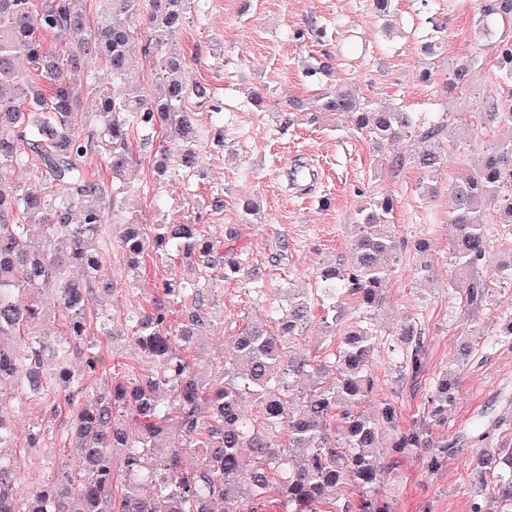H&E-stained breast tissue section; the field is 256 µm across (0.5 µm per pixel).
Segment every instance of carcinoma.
<instances>
[{"label": "carcinoma", "mask_w": 512, "mask_h": 512, "mask_svg": "<svg viewBox=\"0 0 512 512\" xmlns=\"http://www.w3.org/2000/svg\"><path fill=\"white\" fill-rule=\"evenodd\" d=\"M191 2L99 0L100 20L92 25L83 0H0V171L34 174L31 181L0 178V386L18 395L60 386L77 452L74 475L22 491L6 452L13 433L0 398V512H247L272 489L285 512H379L372 492L385 471L376 454L382 433L395 431L397 448L429 447L423 431L399 429L394 404L364 410L379 336L344 316L346 299L365 310L382 302L389 259L400 246L389 196L371 197L360 209L350 262L319 275L321 335L340 337L328 365L293 351L311 324L317 297L292 288L277 330L263 321L249 323L219 362L188 361L184 352L209 325L210 281L242 279L263 288L266 276L232 226L216 239L196 222L147 230L135 217L125 220L119 240L130 275L154 253L191 261L195 277L160 282L152 307L128 318V338L149 360L151 373L102 386L89 382L108 359L102 341H86L84 311L96 296L112 292V282L99 275L98 238L116 195L89 172L87 159L105 154L112 176L126 172L134 160L130 131L136 126L166 133L154 150L165 156L168 144H176L178 169L191 176L203 171L191 104L209 102L211 92L187 79L186 58L170 45L189 23ZM479 11L478 33L488 31L490 18L512 31V0H482ZM140 26L148 37L144 53L156 55L160 70L150 93L132 52ZM494 55L497 78L508 91L489 96L475 119L484 127L512 126L511 36L502 37ZM477 63L473 57L457 66L448 74V88L464 86ZM97 64L110 70L112 87L99 93L95 124L82 132L75 116ZM306 110L313 120L332 116L377 143L417 137L412 162L428 178L448 162L443 124L420 123L401 107L370 108L353 83L314 94ZM491 210L511 233L512 139L470 159L467 173L448 186L454 228L448 265L455 272L448 288L472 315L487 304L492 278L512 279V249L496 259L490 254ZM240 219L261 223L260 208L244 200ZM47 291L68 314L66 333L53 340L43 332L49 314L40 296ZM178 304L184 310L174 326L168 311ZM420 353L418 343L405 348L402 368L420 371ZM75 355L78 366L71 361ZM246 393L257 394L260 425L245 414ZM451 402L443 378L428 419H444ZM495 429L491 422L474 428V485L483 489L490 473L494 486L473 512L512 508V448L494 442ZM280 431L287 433L284 446L275 440ZM116 467L124 475L119 488ZM344 484L364 497L336 500V488Z\"/></svg>", "instance_id": "carcinoma-1"}]
</instances>
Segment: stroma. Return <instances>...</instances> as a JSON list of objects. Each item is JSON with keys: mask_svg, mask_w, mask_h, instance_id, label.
I'll use <instances>...</instances> for the list:
<instances>
[{"mask_svg": "<svg viewBox=\"0 0 512 512\" xmlns=\"http://www.w3.org/2000/svg\"><path fill=\"white\" fill-rule=\"evenodd\" d=\"M200 2L201 9L192 11L177 41L187 59L189 78L211 89V101L196 109L205 176L176 172L168 182H157L153 153L142 145L144 134L132 131L136 165L125 178L121 210L106 212L99 238L102 273L112 281V294L88 308L89 338H98L102 314L126 317L149 305L158 282L191 275L180 261L149 255L138 279L126 277L118 230L120 221L128 217L147 225L199 220L217 237L223 236L225 225H238L251 259L267 266L262 290L236 279L220 280L209 288L212 324L202 342L188 352L198 362L229 345L248 320L268 317L271 304L284 299L285 289L314 287L324 267L346 263L360 207L367 196L386 193L394 198L393 221L405 246L391 266L383 304L368 314L383 344L370 366L367 406L393 403L399 408L400 428L413 427L426 412L436 382L451 369L470 323L494 334L504 328L502 313L512 311V284L499 279L492 284L486 309L474 320L448 291L452 276L448 186L466 172L472 153L492 149L511 134L501 127L476 128L470 150L458 146V113L477 111L486 96L497 91L491 59L502 28L475 38L479 0H394L395 29L389 34L384 33L372 0ZM428 38L440 44L431 56L422 48ZM473 54L479 55V64L466 86L449 97V70ZM325 58L336 66V84L355 82L368 104H394L425 121L443 117L448 163L435 197H423L418 188L420 173L410 161L418 148L414 139L377 148L368 136L337 129L334 120L312 123L303 114L290 113V100L309 98L316 89V79L305 74L307 66ZM427 70L432 77L425 82L420 75ZM254 90L263 93L262 107L250 101ZM216 111L224 115V149L218 153L207 141ZM399 157L403 166L391 171L392 161ZM295 160L310 162L318 172L303 195L287 188L283 175ZM216 191L226 202L220 214L204 209ZM245 198L260 204L262 223H240L239 207ZM420 240L428 242L435 261V275L428 283L414 275V245ZM283 242L288 245L286 258L271 265ZM408 324L424 339L422 369L415 375L401 371L390 350ZM108 349L106 379L147 373V359L127 337L110 339ZM451 394L454 404L445 419L431 422L427 429L430 444L444 448L437 468L428 469L426 449L394 453L395 432L383 434L377 456L386 471L377 496L388 512H472L476 497L470 476L476 447L467 434L482 417L502 420L500 437L512 436V336L504 337L495 350L478 352L454 378ZM10 419L12 457L26 481L52 480L62 471L74 470L68 409L60 387L13 400ZM39 428L50 430V439L42 447H29V433Z\"/></svg>", "mask_w": 512, "mask_h": 512, "instance_id": "obj_1", "label": "stroma"}]
</instances>
